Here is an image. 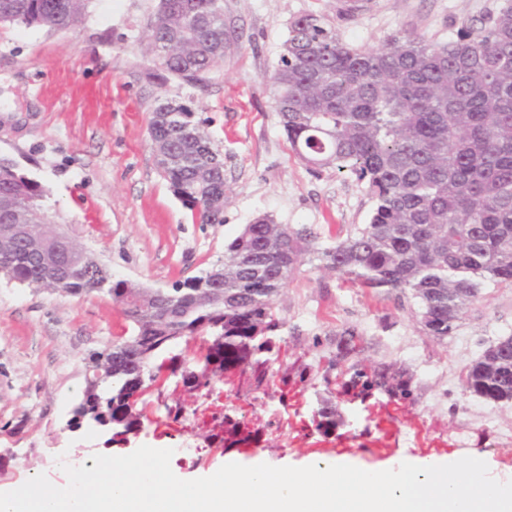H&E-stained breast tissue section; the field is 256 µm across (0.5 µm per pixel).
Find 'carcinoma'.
Masks as SVG:
<instances>
[{
    "mask_svg": "<svg viewBox=\"0 0 512 512\" xmlns=\"http://www.w3.org/2000/svg\"><path fill=\"white\" fill-rule=\"evenodd\" d=\"M88 0H0V24L66 29ZM183 33L185 48L169 45ZM239 34L224 18V0H159L150 21L152 61L190 84L224 63ZM275 111L292 152L314 171L331 168L365 184L373 201L366 224L331 248L319 249L305 228L262 216L224 245V281L207 303L201 275L169 290L107 278L105 293L122 306L128 335L89 355L102 376L86 381L72 422L104 420L114 436L141 430L145 388L161 390L164 374L181 373L191 387L252 365L265 379L261 355L280 327L273 298L306 254L363 288L411 295L430 336L452 335L465 303L486 284H512V4L446 43L393 37L375 50L343 44L329 20L295 16L279 62L268 76ZM152 141L167 145L160 176L192 220L222 224L207 203L226 196L224 154L201 130L187 103L166 102L150 120ZM41 185L14 170L0 172V224L14 211H41ZM35 284L45 269L25 241L4 254L0 268ZM94 279L64 284L79 296ZM200 340L205 353L175 352ZM349 384L404 396L408 384L384 367L356 370ZM466 390L512 400V344L475 361ZM242 422L213 417L208 437L224 440Z\"/></svg>",
    "mask_w": 512,
    "mask_h": 512,
    "instance_id": "carcinoma-1",
    "label": "carcinoma"
}]
</instances>
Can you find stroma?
<instances>
[{
  "label": "stroma",
  "mask_w": 512,
  "mask_h": 512,
  "mask_svg": "<svg viewBox=\"0 0 512 512\" xmlns=\"http://www.w3.org/2000/svg\"><path fill=\"white\" fill-rule=\"evenodd\" d=\"M511 0H224L243 31L206 82L186 84L158 68L148 27L158 0H88L72 28L0 24V156L45 196L51 227L68 234L118 279L149 288L201 275L224 260V245L256 218L306 228L319 247L334 246L367 223L373 202L363 183L326 169L312 172L290 149L266 76L277 64L296 15L327 17L341 41L373 49L394 35L445 43L464 21L496 16ZM192 105L224 154L229 187L224 221L195 223L160 177L149 135L155 108ZM282 322L263 386L250 369L212 381L211 396L167 423L165 403L185 400L165 387L149 395L141 431L124 445L92 426L71 430L85 389L88 355L128 329L119 304L103 293L70 296L0 274V485L46 474L93 455L170 448L172 471L196 478L225 458L298 466L346 457L371 469L412 457L482 453L493 477L512 480V401L465 391L468 367L512 336V285L486 284L444 339L426 334L411 296L360 287L304 257L273 299ZM357 350L330 367L344 330ZM404 371L405 399L376 391L360 398L347 382L351 364ZM337 423L316 430L319 409ZM243 419L240 444L206 446L212 414Z\"/></svg>",
  "instance_id": "obj_1"
}]
</instances>
